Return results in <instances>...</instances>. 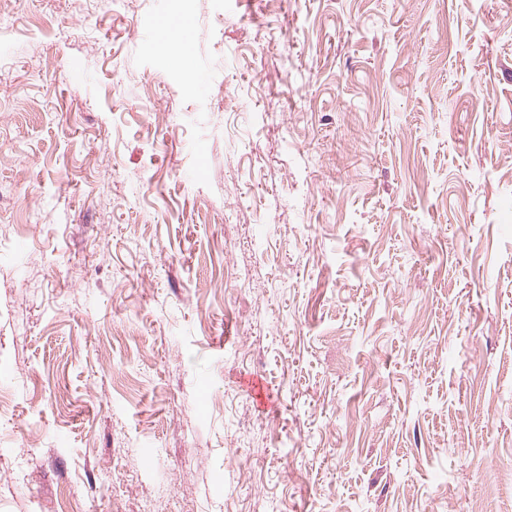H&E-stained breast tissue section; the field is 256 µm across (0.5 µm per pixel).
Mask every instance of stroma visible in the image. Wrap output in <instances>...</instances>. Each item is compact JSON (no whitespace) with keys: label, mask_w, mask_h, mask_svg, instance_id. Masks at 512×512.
Here are the masks:
<instances>
[{"label":"stroma","mask_w":512,"mask_h":512,"mask_svg":"<svg viewBox=\"0 0 512 512\" xmlns=\"http://www.w3.org/2000/svg\"><path fill=\"white\" fill-rule=\"evenodd\" d=\"M509 209L512 0H0V512H512Z\"/></svg>","instance_id":"35a3bbf8"}]
</instances>
